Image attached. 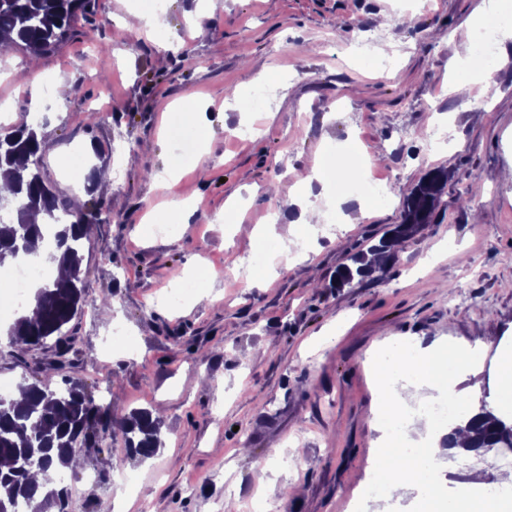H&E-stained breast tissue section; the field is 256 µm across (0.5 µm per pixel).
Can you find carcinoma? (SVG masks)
I'll use <instances>...</instances> for the list:
<instances>
[{"label": "carcinoma", "instance_id": "carcinoma-1", "mask_svg": "<svg viewBox=\"0 0 512 512\" xmlns=\"http://www.w3.org/2000/svg\"><path fill=\"white\" fill-rule=\"evenodd\" d=\"M92 0H0V52L20 48L38 57L54 51L71 33L79 13H87ZM43 140L39 126L26 120L0 132V171L13 183L12 197L0 206L15 217L0 220V269L10 261L44 249V225L59 210L71 216L69 224L55 226L49 259L68 274L50 280L35 294V317H21L10 332V343L26 349L58 336L81 308L82 248L99 212L74 210L60 190L44 178L41 167ZM448 183V171L427 172L406 197L402 221L371 245L350 257L336 275L339 287L385 271L395 261L394 245L418 234L430 223ZM43 216V223L36 221ZM57 389L49 373L19 386L24 399L0 398V506L7 512H70L67 490L56 481L76 457L77 443L87 448L119 434L131 456L152 457L162 446L161 427L151 411L140 409L127 416L112 413L111 405L98 404L80 380H65ZM472 448H512V421L482 407L468 421Z\"/></svg>", "mask_w": 512, "mask_h": 512}]
</instances>
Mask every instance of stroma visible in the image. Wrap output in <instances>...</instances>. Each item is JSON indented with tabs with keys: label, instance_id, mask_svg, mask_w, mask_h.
Wrapping results in <instances>:
<instances>
[{
	"label": "stroma",
	"instance_id": "1",
	"mask_svg": "<svg viewBox=\"0 0 512 512\" xmlns=\"http://www.w3.org/2000/svg\"><path fill=\"white\" fill-rule=\"evenodd\" d=\"M480 0H166L150 35L129 33L136 0H96L33 72L20 49L0 56V116L28 120L44 139L46 179L63 192L72 152L112 173L109 192L86 190L101 212L83 248L84 306L66 327L70 350L54 377L83 380L116 415L165 406L153 458L83 455L66 470L75 512H410L411 498H368L383 392L370 359L386 335L422 346H482L457 392L498 393L497 365L512 345V38L499 40L492 84L457 80L482 23ZM205 18V32L189 26ZM395 68L378 69L379 46ZM67 81L72 94L51 93ZM278 86L244 110L261 82ZM192 98L212 128L207 166L179 165L167 135ZM97 123H89L90 113ZM249 127L246 137L236 136ZM382 155L369 175L384 195L304 188L336 232L302 225L298 211L253 235L295 174L347 145ZM173 169L175 176L158 175ZM450 178L431 224L402 242L396 261L353 288L337 270L399 223L428 170ZM183 200L171 210L173 199ZM368 216L353 223L359 208ZM174 225L172 234L157 231ZM204 271L200 292L183 282ZM0 321V380L19 385L58 360L54 345L17 351Z\"/></svg>",
	"mask_w": 512,
	"mask_h": 512
}]
</instances>
